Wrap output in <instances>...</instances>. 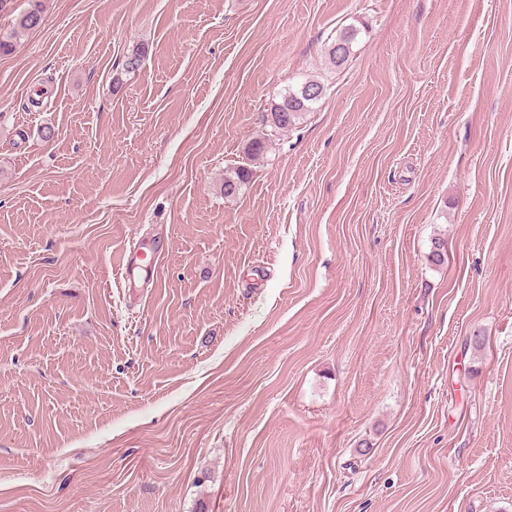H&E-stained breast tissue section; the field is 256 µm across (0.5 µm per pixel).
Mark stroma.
Instances as JSON below:
<instances>
[{"label":"stroma","mask_w":512,"mask_h":512,"mask_svg":"<svg viewBox=\"0 0 512 512\" xmlns=\"http://www.w3.org/2000/svg\"><path fill=\"white\" fill-rule=\"evenodd\" d=\"M0 512H512V0H46L0 55ZM359 32L356 27H348L336 35L327 50L330 62L335 67L345 64L352 55L353 45ZM306 89L318 90V96L315 98L306 97ZM326 93L325 85L314 78H306L302 83L293 87L288 86L280 94L277 101L271 104L272 128L275 130H288L301 120L307 114L313 112L315 106L320 103ZM165 250L164 242L160 238L136 241L124 252L119 276L131 286H136L141 270L154 265Z\"/></svg>","instance_id":"35a3bbf8"}]
</instances>
